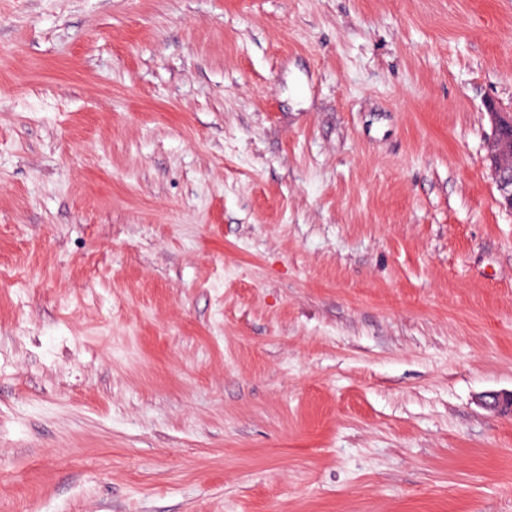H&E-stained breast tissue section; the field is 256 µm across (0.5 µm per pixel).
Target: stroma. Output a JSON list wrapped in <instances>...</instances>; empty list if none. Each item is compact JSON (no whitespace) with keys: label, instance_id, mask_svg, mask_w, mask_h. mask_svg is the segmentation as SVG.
I'll return each instance as SVG.
<instances>
[{"label":"stroma","instance_id":"stroma-1","mask_svg":"<svg viewBox=\"0 0 512 512\" xmlns=\"http://www.w3.org/2000/svg\"><path fill=\"white\" fill-rule=\"evenodd\" d=\"M512 0H0V512H512ZM493 136L488 143L487 161L499 193V204L512 211V113L500 112L489 104Z\"/></svg>","mask_w":512,"mask_h":512}]
</instances>
